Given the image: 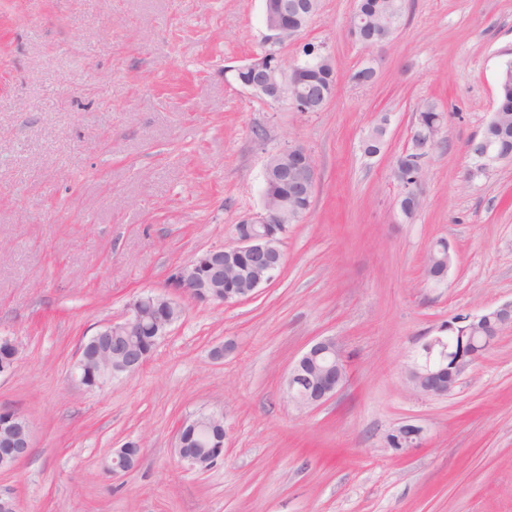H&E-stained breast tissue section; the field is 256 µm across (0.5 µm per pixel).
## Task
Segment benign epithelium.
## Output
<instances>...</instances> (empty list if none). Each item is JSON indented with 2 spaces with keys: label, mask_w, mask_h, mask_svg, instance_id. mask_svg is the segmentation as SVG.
<instances>
[{
  "label": "benign epithelium",
  "mask_w": 512,
  "mask_h": 512,
  "mask_svg": "<svg viewBox=\"0 0 512 512\" xmlns=\"http://www.w3.org/2000/svg\"><path fill=\"white\" fill-rule=\"evenodd\" d=\"M288 17V30L295 31L302 21L313 13L311 0H264L263 13L268 15L274 6ZM283 27L271 26L263 45V53L245 68L251 70L253 80L246 89L270 103H286L295 112H319L331 100L332 95L322 94L306 98L299 94L302 83V61L311 57L328 55L322 45H312L298 54L291 65L282 62L281 50ZM472 153L483 162V167L507 160L511 154H496L493 144L483 138L472 145ZM288 165L272 172V162L264 170L261 211L243 219L253 225L251 231L236 236L233 245L211 247L194 255L179 266L169 279L165 290H145L126 306L122 319L97 329L79 345L76 365L86 357L87 347L99 345L113 336H133L143 326V309L147 305L157 308L151 320L154 335L164 337L177 319L170 315L173 308H182L178 298H185L197 305L229 306L252 297L262 285L269 283L284 264L282 249L284 240L283 215L288 213V198L280 193L281 184L288 183L292 193L311 197L316 184V164L309 150L300 144L289 145L278 152ZM234 268L249 269L252 276L246 288L224 287L225 271ZM512 328V302L489 308L479 315L459 314L440 328L441 335L434 336L422 347L425 360L416 363L409 371L408 380L414 390L427 397L451 395L461 383L462 376L486 352L499 342L505 329ZM0 343L11 352L9 361L0 363V375L13 369L19 355L18 344L7 336ZM144 362H124L118 368L104 364L102 381L136 372ZM348 364L342 348L336 340L323 338L303 353L291 368L284 393L288 401L300 410L320 407L333 398L347 384ZM15 427L0 431V447L10 449L8 456L0 459V469L9 470L24 460L31 448V429L26 417L11 411ZM224 418L221 413L201 412L185 419L177 428L175 454L190 469H207L224 459V445L214 446L202 453L185 447L184 431L191 425L198 429L202 423ZM397 442L405 447L418 443L421 430L413 425L396 430ZM141 443L128 441L113 452L112 471H128L133 468Z\"/></svg>",
  "instance_id": "1"
}]
</instances>
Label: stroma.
<instances>
[{"label": "stroma", "mask_w": 512, "mask_h": 512, "mask_svg": "<svg viewBox=\"0 0 512 512\" xmlns=\"http://www.w3.org/2000/svg\"><path fill=\"white\" fill-rule=\"evenodd\" d=\"M407 4L393 38L368 47L350 33L357 0H320L301 39L326 47L337 83L321 111L296 112L231 74L261 51L263 0H0V336L20 351L0 410L32 427L0 491L20 512H512V329L451 396L407 384L451 317L512 301V161L482 171L470 151L512 55V0ZM368 63L374 84L354 83ZM427 102L447 119L407 218L392 167ZM381 122V150L365 155ZM291 143L317 181L275 278L233 306L184 302L135 374L73 382L83 339L234 243L262 208L269 157ZM440 240L453 263L437 283L424 265ZM326 337L349 382L297 409L288 370ZM200 411L228 429L205 471L174 453ZM408 424L420 446L388 448ZM132 439L137 465L112 473Z\"/></svg>", "instance_id": "1"}]
</instances>
